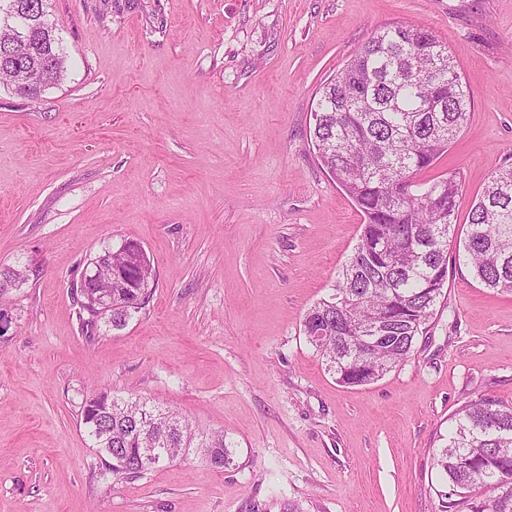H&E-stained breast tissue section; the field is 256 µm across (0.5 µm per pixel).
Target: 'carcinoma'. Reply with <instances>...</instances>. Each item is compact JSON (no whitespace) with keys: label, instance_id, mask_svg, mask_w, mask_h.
<instances>
[{"label":"carcinoma","instance_id":"carcinoma-1","mask_svg":"<svg viewBox=\"0 0 512 512\" xmlns=\"http://www.w3.org/2000/svg\"><path fill=\"white\" fill-rule=\"evenodd\" d=\"M26 26L0 19V83L38 97L65 68L63 39L49 20L51 0H14ZM472 96L448 45L427 27H379L325 82L309 129L317 157L363 216L358 243L337 273L333 294L311 306L307 342L337 382L364 386L414 353L448 276V238L464 182L457 171L426 179L467 125ZM463 251L476 280L512 292V166L497 170L474 200ZM73 294L85 334L125 326L146 306L156 280L135 240L87 261ZM26 272L0 269V296ZM112 296L99 313L93 296ZM380 336L376 344L366 337ZM82 422L102 454L99 474L144 477L154 466L203 449L213 469L234 463L224 432L192 431L178 412L137 397L98 391L81 403ZM155 448L157 459L143 457ZM436 464L446 512H512V404L489 397L465 402L451 417Z\"/></svg>","mask_w":512,"mask_h":512}]
</instances>
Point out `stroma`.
<instances>
[{
    "label": "stroma",
    "mask_w": 512,
    "mask_h": 512,
    "mask_svg": "<svg viewBox=\"0 0 512 512\" xmlns=\"http://www.w3.org/2000/svg\"><path fill=\"white\" fill-rule=\"evenodd\" d=\"M58 85L0 87V512H440L435 454L461 405L512 403V293L462 257L472 199L512 164V0H52ZM421 24L473 92L434 168L464 174L448 286L407 362L336 382L303 334L363 216L310 141L321 84L371 31ZM133 239L156 274L120 329L81 332L72 285ZM96 390L224 431L139 480L100 477Z\"/></svg>",
    "instance_id": "obj_1"
}]
</instances>
